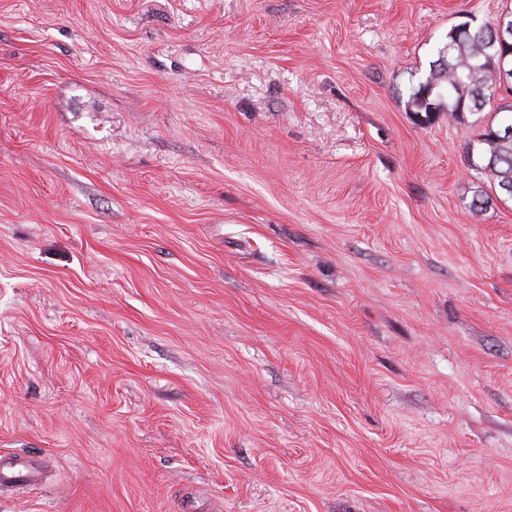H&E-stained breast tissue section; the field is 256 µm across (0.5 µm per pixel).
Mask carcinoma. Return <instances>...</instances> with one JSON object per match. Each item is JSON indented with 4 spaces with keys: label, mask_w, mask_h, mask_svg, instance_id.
Segmentation results:
<instances>
[{
    "label": "carcinoma",
    "mask_w": 512,
    "mask_h": 512,
    "mask_svg": "<svg viewBox=\"0 0 512 512\" xmlns=\"http://www.w3.org/2000/svg\"><path fill=\"white\" fill-rule=\"evenodd\" d=\"M457 29L456 25L451 28L426 81L409 88L408 108L427 119L443 110L450 120H459L467 112H481L501 90L495 68L482 62L483 56L496 53L488 26H472L470 33L459 37ZM458 85L475 92L463 106L452 95ZM501 113L503 118L487 120L476 140L469 143V150H478L480 157L475 170L486 175L490 187L500 190L512 185V103L502 102L493 111L495 116Z\"/></svg>",
    "instance_id": "1"
}]
</instances>
